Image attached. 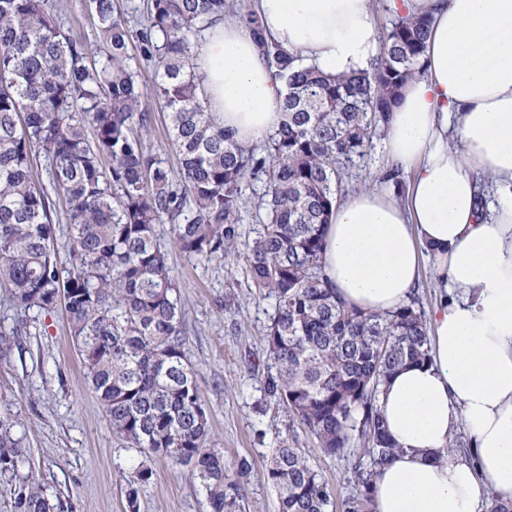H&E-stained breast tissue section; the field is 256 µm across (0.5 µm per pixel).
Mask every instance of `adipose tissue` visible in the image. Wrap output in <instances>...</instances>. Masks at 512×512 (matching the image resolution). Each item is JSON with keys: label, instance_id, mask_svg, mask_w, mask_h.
Instances as JSON below:
<instances>
[{"label": "adipose tissue", "instance_id": "obj_1", "mask_svg": "<svg viewBox=\"0 0 512 512\" xmlns=\"http://www.w3.org/2000/svg\"><path fill=\"white\" fill-rule=\"evenodd\" d=\"M264 34L329 75L378 50L368 0H252ZM431 18L425 74L407 83L384 139L405 194L366 187L326 224L322 269L353 309L405 304L430 256L445 294L431 360L396 372L380 408L398 453L374 483L375 512H487L512 500V0H389ZM193 64L212 112L249 144L279 120L281 85L250 30L217 21ZM470 459L449 455L457 429Z\"/></svg>", "mask_w": 512, "mask_h": 512}]
</instances>
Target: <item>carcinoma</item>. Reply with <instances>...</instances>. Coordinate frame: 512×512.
Here are the masks:
<instances>
[{
    "mask_svg": "<svg viewBox=\"0 0 512 512\" xmlns=\"http://www.w3.org/2000/svg\"><path fill=\"white\" fill-rule=\"evenodd\" d=\"M105 57L88 63L61 32L50 0H0V282L19 311L65 310L89 389L112 430L144 455L188 467L210 512H235L241 479L207 447L210 428L197 373L184 350L182 299L157 225L190 259L244 255L251 287L275 300L266 327V392L291 420L264 469L280 512H375L372 484L396 448L379 406L387 378L430 359L424 312L412 301L390 314L349 309L326 287L324 225L345 171L365 154L400 89L423 74L429 32L423 16L390 19L371 69L325 75L265 39L249 0H149L139 32L156 71L179 178L135 135L147 121L144 91L130 65L128 20L114 0H89ZM231 13L248 26L262 58L284 82L281 119L261 147L246 146L207 106L194 70L196 38ZM42 159L50 187L33 174ZM259 229L238 249L245 196ZM70 226L62 262L53 214ZM322 452L354 446L353 490L337 501L313 468L294 426ZM19 422L0 417V476L25 456ZM153 469L135 468L126 499ZM34 475L15 490L12 512H56Z\"/></svg>",
    "mask_w": 512,
    "mask_h": 512,
    "instance_id": "1",
    "label": "carcinoma"
}]
</instances>
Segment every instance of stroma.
<instances>
[{"instance_id": "35a3bbf8", "label": "stroma", "mask_w": 512, "mask_h": 512, "mask_svg": "<svg viewBox=\"0 0 512 512\" xmlns=\"http://www.w3.org/2000/svg\"><path fill=\"white\" fill-rule=\"evenodd\" d=\"M64 33L88 49L100 40L87 0H61ZM148 120L140 134L171 169L179 161L168 146V119L162 103L147 97ZM383 138H374L355 159L343 187L351 196L366 186L386 187ZM184 302L185 352L209 415L210 445L224 453L227 468L247 465L238 512H279L275 490L263 477L278 437L288 434V418L266 394L264 331L275 314L273 299L257 297L244 261H192L170 249ZM232 310H225V302ZM26 322L28 333L0 351V413L18 416L27 460L15 475L0 477V512H12L14 491L35 474L61 512H129L127 483L132 466L147 461L152 481L140 488L138 512H210L199 481L188 468L144 458L112 432L106 413L89 390L80 356L63 310L20 312L0 288V329Z\"/></svg>"}]
</instances>
